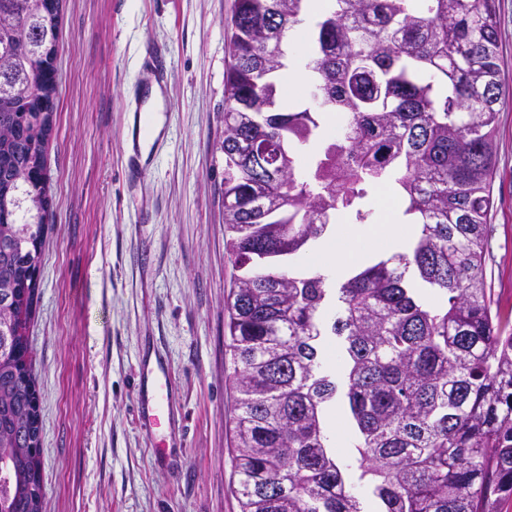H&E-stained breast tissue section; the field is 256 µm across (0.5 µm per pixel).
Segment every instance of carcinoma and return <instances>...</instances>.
<instances>
[{
    "label": "carcinoma",
    "instance_id": "carcinoma-1",
    "mask_svg": "<svg viewBox=\"0 0 512 512\" xmlns=\"http://www.w3.org/2000/svg\"><path fill=\"white\" fill-rule=\"evenodd\" d=\"M309 0H235L224 85V224L239 275L240 512H497L512 496V323L485 273L503 87L495 0H325L303 63L312 105L280 89ZM59 8L0 0V512H43L29 330L51 201L37 177L58 86L42 56ZM335 112L339 136H323ZM396 185L419 238L328 287L290 269L328 226L373 224ZM422 283L441 297L430 304ZM336 339L341 369L323 361ZM347 406L343 462L327 414Z\"/></svg>",
    "mask_w": 512,
    "mask_h": 512
}]
</instances>
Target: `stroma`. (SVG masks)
Listing matches in <instances>:
<instances>
[{"instance_id":"obj_1","label":"stroma","mask_w":512,"mask_h":512,"mask_svg":"<svg viewBox=\"0 0 512 512\" xmlns=\"http://www.w3.org/2000/svg\"><path fill=\"white\" fill-rule=\"evenodd\" d=\"M485 259L512 318V0ZM234 0H62L52 216L30 326L44 512H240L226 304L224 78ZM177 382L139 417L140 363Z\"/></svg>"}]
</instances>
